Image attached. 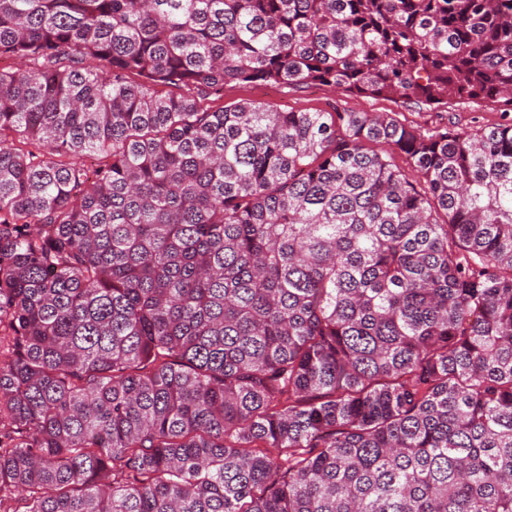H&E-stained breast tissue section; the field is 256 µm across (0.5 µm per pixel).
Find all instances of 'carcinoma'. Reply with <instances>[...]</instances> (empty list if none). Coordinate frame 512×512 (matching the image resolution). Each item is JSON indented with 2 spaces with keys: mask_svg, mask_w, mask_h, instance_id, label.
I'll list each match as a JSON object with an SVG mask.
<instances>
[{
  "mask_svg": "<svg viewBox=\"0 0 512 512\" xmlns=\"http://www.w3.org/2000/svg\"><path fill=\"white\" fill-rule=\"evenodd\" d=\"M0 59V512H512V124L208 103L509 112L512 0H0ZM247 100L270 105L281 111L335 112L336 109H347L356 112H387L402 123L428 130L448 126L471 131L512 120V112L502 114L496 105L488 103L472 104L451 99L447 105L429 110L402 101L361 97L333 86L296 90L277 85L245 86L228 83L224 85L223 99L212 105L226 107Z\"/></svg>",
  "mask_w": 512,
  "mask_h": 512,
  "instance_id": "cac0c4a2",
  "label": "carcinoma"
}]
</instances>
